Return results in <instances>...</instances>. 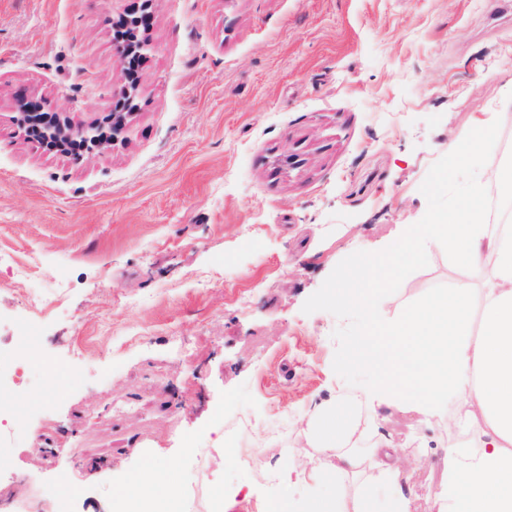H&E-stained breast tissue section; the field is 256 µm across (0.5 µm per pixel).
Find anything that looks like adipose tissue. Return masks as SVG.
<instances>
[{
    "label": "adipose tissue",
    "instance_id": "1",
    "mask_svg": "<svg viewBox=\"0 0 512 512\" xmlns=\"http://www.w3.org/2000/svg\"><path fill=\"white\" fill-rule=\"evenodd\" d=\"M493 135L491 123L480 122L454 142L451 162L479 165ZM511 194L512 163L494 179L474 183L448 210L429 213L414 239L347 273L332 294L338 306L367 307L384 274L420 261L434 248L475 270L491 266L492 282L482 293L479 312L471 310V282L461 279L396 319L369 326L350 352L376 375L374 405L397 391L435 417L450 401L460 425L473 431L472 450L448 448V478L437 493L446 512H512V226L483 221L491 196ZM354 435L348 413H324L307 439L335 449V465L306 475L288 468L282 482L306 476L322 484L360 475L364 481L352 497L316 498L307 503V512H376L375 493L381 489L391 492L386 512H409L391 445L380 441L367 452L353 451ZM123 488L128 512H169L179 498L178 476L170 467H144Z\"/></svg>",
    "mask_w": 512,
    "mask_h": 512
}]
</instances>
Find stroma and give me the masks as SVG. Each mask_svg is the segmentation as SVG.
<instances>
[{
    "mask_svg": "<svg viewBox=\"0 0 512 512\" xmlns=\"http://www.w3.org/2000/svg\"><path fill=\"white\" fill-rule=\"evenodd\" d=\"M142 2L0 0V355L36 338L29 386L0 395L34 404L24 428L0 418V490L116 512L150 460L178 472L181 512L350 493L280 479L334 463L304 431L342 405L392 443L411 512H439L453 417L396 393L369 418L375 377L345 360L367 320L492 270L433 250L372 311L331 293L512 154V0H152L122 139L79 158L25 139V95L112 112V24ZM486 119L482 169L450 166Z\"/></svg>",
    "mask_w": 512,
    "mask_h": 512,
    "instance_id": "35a3bbf8",
    "label": "stroma"
}]
</instances>
